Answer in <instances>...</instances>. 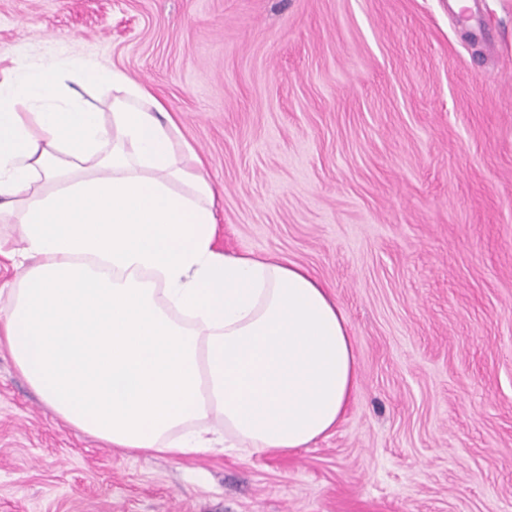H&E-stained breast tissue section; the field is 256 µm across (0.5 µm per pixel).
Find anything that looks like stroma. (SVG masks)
<instances>
[{"label":"stroma","instance_id":"1","mask_svg":"<svg viewBox=\"0 0 512 512\" xmlns=\"http://www.w3.org/2000/svg\"><path fill=\"white\" fill-rule=\"evenodd\" d=\"M145 84L215 187L219 249L312 271L356 396L287 454L135 456L0 350V512H512V0H0V80Z\"/></svg>","mask_w":512,"mask_h":512}]
</instances>
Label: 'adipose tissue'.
<instances>
[{"instance_id":"1","label":"adipose tissue","mask_w":512,"mask_h":512,"mask_svg":"<svg viewBox=\"0 0 512 512\" xmlns=\"http://www.w3.org/2000/svg\"><path fill=\"white\" fill-rule=\"evenodd\" d=\"M112 88V112L82 89ZM164 105L65 56L0 81V325L74 428L138 455L307 447L353 400L345 311L308 269L215 247L214 188Z\"/></svg>"}]
</instances>
